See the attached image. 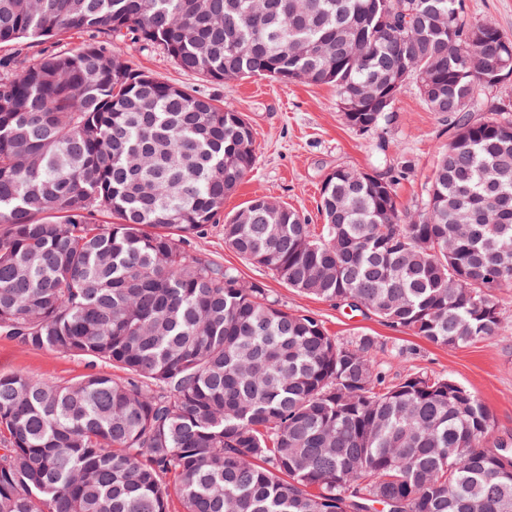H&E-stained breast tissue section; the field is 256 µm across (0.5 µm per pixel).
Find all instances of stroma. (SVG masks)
I'll list each match as a JSON object with an SVG mask.
<instances>
[{
	"label": "stroma",
	"instance_id": "stroma-1",
	"mask_svg": "<svg viewBox=\"0 0 512 512\" xmlns=\"http://www.w3.org/2000/svg\"><path fill=\"white\" fill-rule=\"evenodd\" d=\"M120 47L134 66L159 80L223 101L242 113L255 130L257 164L225 198L224 211L228 214L255 198L266 197L294 208L309 224L321 226L320 189L329 174L339 168L364 170L395 180L402 209L418 213L427 201L438 148L454 134L452 125L430 112L412 89L399 96L388 120L362 133L346 122L333 86L258 77L216 84L181 70L160 48L128 40ZM188 249L207 253L216 262L235 269L243 281L265 284L284 308L317 317L339 340L364 333L377 337V357L385 363L391 378L420 372L453 379L475 393L489 409L490 444L512 441V288L501 292L506 321L495 336L464 347L444 348L393 329L372 314L288 288L266 269L245 262L227 248L223 225H208L201 235L191 239ZM89 370L81 358L31 350L0 336V373L23 372L63 384Z\"/></svg>",
	"mask_w": 512,
	"mask_h": 512
}]
</instances>
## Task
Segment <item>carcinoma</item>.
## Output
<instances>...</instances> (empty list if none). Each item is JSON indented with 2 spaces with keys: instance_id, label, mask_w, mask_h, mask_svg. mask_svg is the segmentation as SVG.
<instances>
[{
  "instance_id": "cac0c4a2",
  "label": "carcinoma",
  "mask_w": 512,
  "mask_h": 512,
  "mask_svg": "<svg viewBox=\"0 0 512 512\" xmlns=\"http://www.w3.org/2000/svg\"><path fill=\"white\" fill-rule=\"evenodd\" d=\"M0 336L107 365L67 384L0 373V512H512V450L447 377L395 382L379 341H340L260 283L186 250L257 162L241 113L134 67L336 86L367 132L411 86L455 134L425 207L351 168L321 231L264 197L224 244L295 291L448 348L490 338L512 286V104L485 105L508 36L463 0H0ZM484 73L471 72L470 58ZM109 218L101 223L98 216ZM86 38V36H71L52 38L34 44L20 43L7 46L1 45L0 57L19 53L22 58L25 57L28 60L37 59L45 54L74 50L79 47Z\"/></svg>"
}]
</instances>
